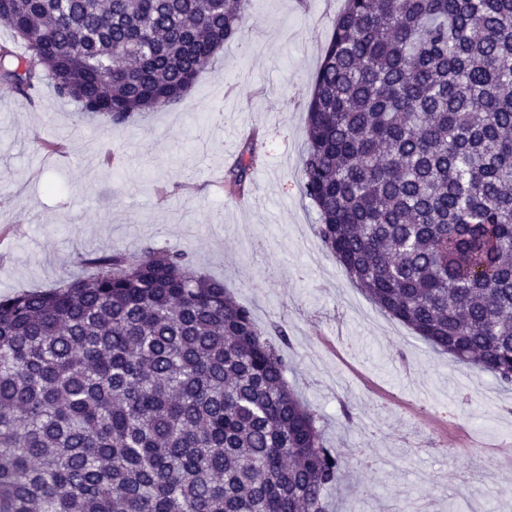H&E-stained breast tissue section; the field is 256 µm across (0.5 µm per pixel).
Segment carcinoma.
Returning a JSON list of instances; mask_svg holds the SVG:
<instances>
[{"label":"carcinoma","mask_w":512,"mask_h":512,"mask_svg":"<svg viewBox=\"0 0 512 512\" xmlns=\"http://www.w3.org/2000/svg\"><path fill=\"white\" fill-rule=\"evenodd\" d=\"M250 0H0V79L113 128L179 104ZM300 187L383 311L512 389V0H345ZM256 164L245 142L226 182ZM0 298V512H328L348 461L278 342L189 252Z\"/></svg>","instance_id":"cac0c4a2"}]
</instances>
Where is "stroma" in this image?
Wrapping results in <instances>:
<instances>
[{"label": "stroma", "instance_id": "obj_1", "mask_svg": "<svg viewBox=\"0 0 512 512\" xmlns=\"http://www.w3.org/2000/svg\"><path fill=\"white\" fill-rule=\"evenodd\" d=\"M320 0H251L182 104L114 129L40 85L34 105L0 87V295L55 287L78 255L188 251L261 328L286 327L289 386L327 447L352 465L332 512H471L512 506V471L482 446L512 443V391L455 363L381 311L322 245L302 195L304 102L332 33ZM223 120H216V113ZM254 130L258 162L242 205L224 186L226 139ZM462 474L456 484L447 471Z\"/></svg>", "mask_w": 512, "mask_h": 512}]
</instances>
